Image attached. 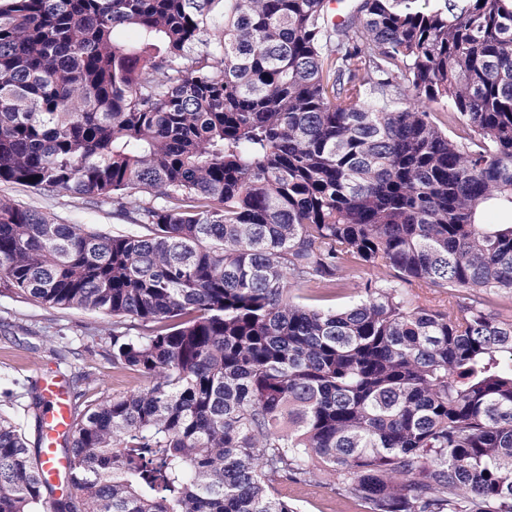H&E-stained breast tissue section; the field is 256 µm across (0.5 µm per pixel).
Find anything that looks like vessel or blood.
Here are the masks:
<instances>
[{
	"label": "vessel or blood",
	"instance_id": "obj_1",
	"mask_svg": "<svg viewBox=\"0 0 512 512\" xmlns=\"http://www.w3.org/2000/svg\"><path fill=\"white\" fill-rule=\"evenodd\" d=\"M40 388L45 402L43 415L42 456L45 461L43 477L52 486H60L69 469V460L58 448L69 436L73 422V403L67 384L62 378H44Z\"/></svg>",
	"mask_w": 512,
	"mask_h": 512
}]
</instances>
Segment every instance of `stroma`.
<instances>
[{"label":"stroma","instance_id":"35a3bbf8","mask_svg":"<svg viewBox=\"0 0 512 512\" xmlns=\"http://www.w3.org/2000/svg\"><path fill=\"white\" fill-rule=\"evenodd\" d=\"M0 197L105 234L127 231L111 201L80 198L65 191L0 182ZM61 373L72 382L78 407L122 395L144 378L112 365V318L75 308H50L11 292H0V414L36 447L38 422L31 407L40 378ZM299 512H361L344 498L334 476L320 474L311 485L288 487Z\"/></svg>","mask_w":512,"mask_h":512}]
</instances>
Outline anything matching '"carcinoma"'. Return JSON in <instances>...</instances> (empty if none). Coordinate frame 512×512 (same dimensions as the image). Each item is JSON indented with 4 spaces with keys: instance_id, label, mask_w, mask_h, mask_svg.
<instances>
[{
    "instance_id": "cac0c4a2",
    "label": "carcinoma",
    "mask_w": 512,
    "mask_h": 512,
    "mask_svg": "<svg viewBox=\"0 0 512 512\" xmlns=\"http://www.w3.org/2000/svg\"><path fill=\"white\" fill-rule=\"evenodd\" d=\"M329 2L0 3V182L160 199L108 235L0 198V284L111 315L148 381L76 411L60 495L0 415V512H298L321 470L512 512V0ZM400 282V281H399ZM413 304L433 310L448 311L456 308V299L448 292L419 288L415 282H400Z\"/></svg>"
}]
</instances>
